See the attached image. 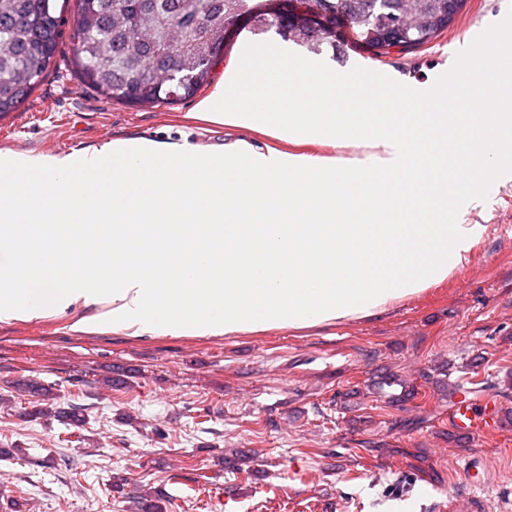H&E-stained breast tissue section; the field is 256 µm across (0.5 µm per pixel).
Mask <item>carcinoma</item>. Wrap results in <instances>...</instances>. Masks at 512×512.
Returning <instances> with one entry per match:
<instances>
[{
    "mask_svg": "<svg viewBox=\"0 0 512 512\" xmlns=\"http://www.w3.org/2000/svg\"><path fill=\"white\" fill-rule=\"evenodd\" d=\"M295 2L290 25L299 38L281 37L314 56L327 52L345 56L352 45L380 57L405 36L419 47L448 28V0H421L429 20L417 33L416 17L401 16L398 0H74L70 33L71 63L82 83L107 101L131 105L173 103L210 84L213 66L224 45L227 28L252 12V29L265 33L285 5ZM57 0H0V114L21 106L54 66L61 38ZM341 25L339 38L321 43L303 37L311 12ZM17 398L27 400L31 417L50 415L61 424L80 427L87 417L79 404L63 405L42 384L19 379ZM72 455L37 461L43 468L69 475L82 472ZM168 496L148 489L135 501V512H168Z\"/></svg>",
    "mask_w": 512,
    "mask_h": 512,
    "instance_id": "obj_1",
    "label": "carcinoma"
}]
</instances>
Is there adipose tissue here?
<instances>
[{
  "label": "adipose tissue",
  "instance_id": "1",
  "mask_svg": "<svg viewBox=\"0 0 512 512\" xmlns=\"http://www.w3.org/2000/svg\"><path fill=\"white\" fill-rule=\"evenodd\" d=\"M265 64L202 101L207 120L274 138L368 147V156L287 154L241 139L215 150L187 141L111 140L72 151L0 150V322L72 313L71 331L235 336L340 325L384 313L465 267L487 231L452 224L463 192L451 173L416 175L397 224H365L427 142L450 138L446 163L487 178L512 144V69L481 55L499 107L477 138L463 113L414 121L399 112H318L317 89L352 80L314 59L265 48ZM93 264H83L84 256Z\"/></svg>",
  "mask_w": 512,
  "mask_h": 512
}]
</instances>
